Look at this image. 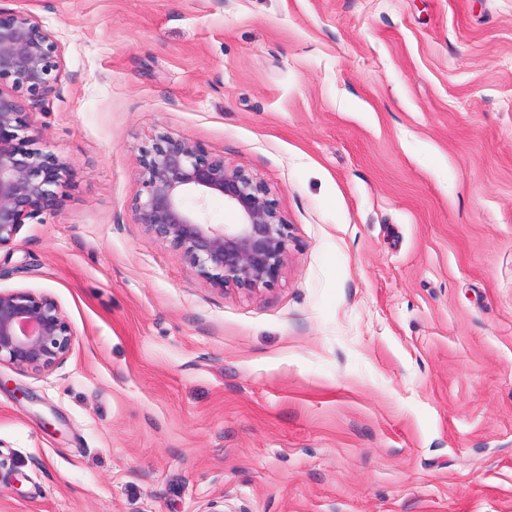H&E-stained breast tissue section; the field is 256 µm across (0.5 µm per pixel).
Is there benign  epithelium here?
<instances>
[{"label":"benign epithelium","instance_id":"obj_1","mask_svg":"<svg viewBox=\"0 0 512 512\" xmlns=\"http://www.w3.org/2000/svg\"><path fill=\"white\" fill-rule=\"evenodd\" d=\"M62 46L32 11L0 10V249L20 227L62 206L69 163L29 147L28 103L57 84ZM141 191L137 223L177 250L186 265L220 288L255 291L272 286L288 254L289 225L271 191L224 157L170 133H160L137 159ZM220 195L241 216L215 225L197 206ZM194 200L196 207L188 205ZM74 330L51 296L0 291V366L43 373L68 357Z\"/></svg>","mask_w":512,"mask_h":512}]
</instances>
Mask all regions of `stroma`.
<instances>
[{
	"label": "stroma",
	"instance_id": "1",
	"mask_svg": "<svg viewBox=\"0 0 512 512\" xmlns=\"http://www.w3.org/2000/svg\"><path fill=\"white\" fill-rule=\"evenodd\" d=\"M57 33L63 206L0 291L75 336L0 367V512H512V0H0ZM252 174L277 282L138 224L159 132Z\"/></svg>",
	"mask_w": 512,
	"mask_h": 512
}]
</instances>
